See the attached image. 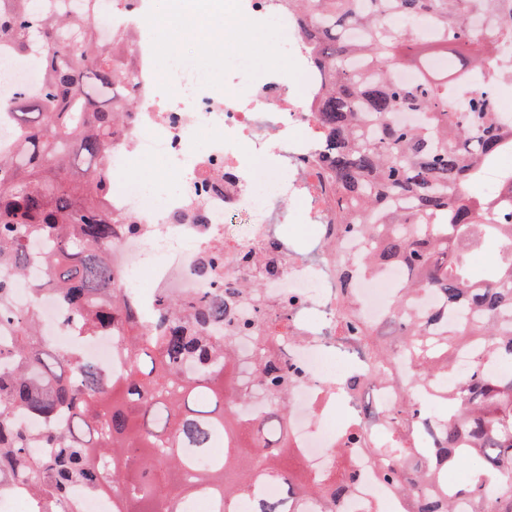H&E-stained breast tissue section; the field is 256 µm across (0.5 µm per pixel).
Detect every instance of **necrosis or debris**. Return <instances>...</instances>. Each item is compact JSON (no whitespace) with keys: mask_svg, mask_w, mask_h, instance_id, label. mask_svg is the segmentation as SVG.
<instances>
[{"mask_svg":"<svg viewBox=\"0 0 512 512\" xmlns=\"http://www.w3.org/2000/svg\"><path fill=\"white\" fill-rule=\"evenodd\" d=\"M280 12L279 0H224V37L248 51L245 26L262 25ZM196 19L195 13L178 10L166 27L144 23L135 33L133 51L141 66L135 94L141 110L115 139L110 163L120 170L137 157L157 159L178 173L179 187L156 202L143 181L113 190L109 206L116 224L131 219L140 230L117 232L109 250L112 268L141 314L155 317L160 296L193 298L228 281L246 282L250 273L240 259L271 235V203L285 197L301 201L300 218L311 227L306 250L279 253L277 275L264 281L262 307L246 303L242 310L273 326L271 351L295 373L288 385L292 406L286 424L309 479L319 480L335 464L345 463L353 480L337 512L380 507L402 512L395 485L382 479L381 464L367 444L384 438L386 431L365 421L362 407L369 401L385 411L401 397L398 379L374 380L373 348L363 330L386 317L405 286L403 272L382 265L340 287L338 264L357 255L363 241L336 236L331 193L315 168L323 142L312 102L292 94L279 71L265 72L242 96L231 77L223 94L211 92L210 73L185 54L156 69L153 46ZM42 84L39 58L0 48V155H12L19 142L9 119L16 97L36 95ZM270 133L277 140V175L265 171ZM202 213L207 216L203 222L198 219ZM235 216L248 220L244 235L227 230ZM210 260L213 274L201 279L197 268ZM15 303L38 307L42 336L57 347H70L71 338L60 327L64 310L58 301L33 295L21 283ZM356 430L365 432V440L347 443Z\"/></svg>","mask_w":512,"mask_h":512,"instance_id":"1","label":"necrosis or debris"}]
</instances>
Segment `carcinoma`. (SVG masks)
Masks as SVG:
<instances>
[{"instance_id":"cac0c4a2","label":"carcinoma","mask_w":512,"mask_h":512,"mask_svg":"<svg viewBox=\"0 0 512 512\" xmlns=\"http://www.w3.org/2000/svg\"><path fill=\"white\" fill-rule=\"evenodd\" d=\"M41 0H0V39L17 54L38 51L43 88L18 98V150L0 156V494L27 488L31 512H64L72 491L117 499L118 512H190L199 497L211 512H292L315 494L331 506L351 476L299 481L279 467L290 450L282 427L288 368L261 354L239 370L234 343L212 342L209 327L264 332L230 316L263 283L215 288L189 306L160 299L168 325L158 331L124 296L107 246L116 233L108 208L106 162L123 125L138 111L135 62L127 32L98 35L110 0H80L79 16L40 12ZM321 74L315 114L325 140L318 160L335 206L336 238L358 234L371 245L340 265L341 283L379 264L399 265L437 295L440 308L406 317V397L387 414L364 406L392 438L370 441L395 482L405 512H512V248L485 267L470 262L490 243L512 239V169L498 196L469 188L501 155L512 153V115L501 112L498 83L512 80V0H285ZM393 13L407 25L395 28ZM434 47L469 45L475 54L453 77L424 71L413 83L389 77L404 36ZM478 85L466 110L448 102ZM407 113L412 124L391 116ZM84 165L85 178H72ZM46 273L27 276L44 244ZM24 278L35 294L63 304L71 335L109 334L124 359L115 378L82 348L43 341L36 308L14 304ZM445 319L449 327L434 329ZM473 356L468 375L445 393L448 414L417 396ZM375 376L395 369L376 348ZM266 411L251 413L254 393ZM476 456L480 471L462 485L448 474Z\"/></svg>"}]
</instances>
